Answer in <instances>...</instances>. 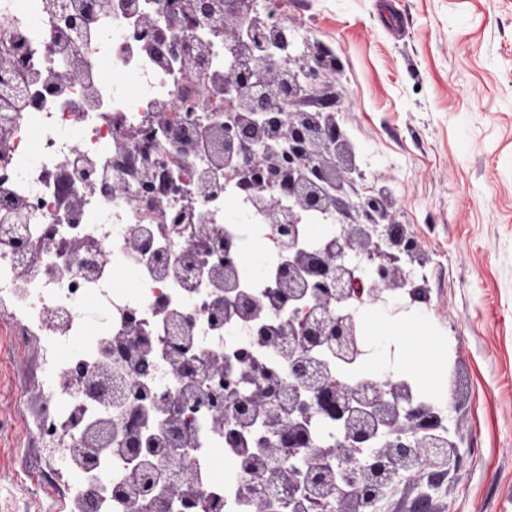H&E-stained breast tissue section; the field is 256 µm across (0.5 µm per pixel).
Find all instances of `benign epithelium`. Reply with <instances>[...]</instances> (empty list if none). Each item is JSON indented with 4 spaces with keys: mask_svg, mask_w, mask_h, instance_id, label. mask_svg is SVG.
Masks as SVG:
<instances>
[{
    "mask_svg": "<svg viewBox=\"0 0 512 512\" xmlns=\"http://www.w3.org/2000/svg\"><path fill=\"white\" fill-rule=\"evenodd\" d=\"M172 22L191 30L201 18L209 22V37L193 42L182 65L196 71L217 45L224 49L225 111L234 121L213 131L223 151L213 157L216 170L232 177L255 215L279 225L277 246L284 261L275 275L274 297L282 308L308 306V317H292L272 325L258 320L261 307L246 300L238 268L224 260V291L216 293L210 316L238 310L242 323L269 346L288 357V382L273 376L245 377L239 390L212 391L211 424L232 434V425L248 424L265 415L279 426L280 440L302 449L294 473L304 476L311 494L332 504L333 512H380V504L404 480H417L428 471L457 463V443L442 419L415 404L414 390L393 372L364 377L356 385L345 382L331 368L351 367L367 359L379 345L363 339L366 308L393 300L409 311L428 302V290L415 279L414 264L421 248L413 233L395 219L392 195L373 185L358 191L364 172L356 163L354 146L339 112L288 106L310 100L316 90L342 72L340 60L321 50L300 49L290 26L270 24L257 9V0H167ZM85 14L69 12L65 0H56L53 30H67L80 40ZM135 36L142 46L165 61L172 50L159 35L153 16L135 20ZM85 50L77 49L67 79L89 67ZM288 203H280L281 197ZM319 215L333 228L314 250L299 247V226ZM22 225H0V234L17 245L20 265L33 254L19 235ZM176 328L163 360L181 376L189 393L204 370L224 372L218 361L204 367L192 353L193 339L181 335L183 318L174 314ZM99 371L89 376L77 371L69 381L110 411L121 406L102 397L97 386L120 378V394L131 398L128 420L134 427L113 435L112 418H101L72 438L67 452L84 460L90 470L112 454L127 459L122 484L108 482L89 496V512L100 503L122 497L124 512H155L164 500L168 512H198L196 502L178 493L193 475L173 468L177 454L157 447L160 429L140 422L145 412L171 422L178 408L167 387H146L144 355L153 350L149 337L138 335L131 320L130 335L107 341ZM321 415L342 432L336 441V465L312 444L311 420ZM359 448L372 452L354 458Z\"/></svg>",
    "mask_w": 512,
    "mask_h": 512,
    "instance_id": "benign-epithelium-1",
    "label": "benign epithelium"
}]
</instances>
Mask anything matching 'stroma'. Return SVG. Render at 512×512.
<instances>
[{
  "label": "stroma",
  "mask_w": 512,
  "mask_h": 512,
  "mask_svg": "<svg viewBox=\"0 0 512 512\" xmlns=\"http://www.w3.org/2000/svg\"><path fill=\"white\" fill-rule=\"evenodd\" d=\"M282 16L343 64L356 161L424 248L413 317L462 458L425 512H512V0H286ZM39 339L0 328V512H64L37 434Z\"/></svg>",
  "instance_id": "obj_1"
}]
</instances>
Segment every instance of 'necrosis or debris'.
<instances>
[{
	"label": "necrosis or debris",
	"mask_w": 512,
	"mask_h": 512,
	"mask_svg": "<svg viewBox=\"0 0 512 512\" xmlns=\"http://www.w3.org/2000/svg\"><path fill=\"white\" fill-rule=\"evenodd\" d=\"M135 20L125 0H113L106 17L88 24V76L60 86L54 80L67 51L65 39L49 40L54 0H0V53L12 51L18 38L29 47L21 83L27 89L22 109L0 116L10 132V147L0 151V225L24 222L23 235L34 245L50 240L64 247L76 242L94 245L93 271H79L64 256L35 255L26 272H19L17 255L0 243V299H8L11 319H21L42 336L52 360L42 369L50 412L41 438L79 434L83 422L95 419L97 404L65 386L64 375L75 368L94 370L105 339L127 333L129 316H136L142 335L160 342L167 334L170 310L186 315L184 330L195 336L203 354L236 361L237 352L250 350L253 360L271 372L287 375L288 361L265 344L247 336L236 315L214 328L204 306L213 291L206 277L187 281L177 272L158 278L156 257L179 268L186 251L195 245L187 224H161L140 193V171L154 170V186L171 208L194 207L204 223L221 229L234 243L236 254H246L253 243L264 247L259 270H241L245 290L255 299H267L279 263L273 239L276 227L249 214L235 180L224 181L222 191L198 199L195 184L209 163V148H200L182 163L170 154L179 138L201 139L205 128L227 120L224 95L215 85L224 75V52L194 73L177 62L160 65L129 30ZM162 103L172 110L166 126L149 137L139 132ZM106 171L124 182L121 195L98 192L85 197L80 211L70 209L82 171ZM151 237L156 255L131 251V235ZM123 269L129 283L118 287L110 272ZM95 306L96 321L82 310ZM189 440L180 462L201 472L203 497L220 498L222 512H248L247 487L253 468L286 471L292 467V448H262L259 440L276 438L269 426L244 432L238 445H229L223 430L213 428L210 415L184 409ZM220 448L229 464L227 476L208 472L205 459Z\"/></svg>",
	"instance_id": "necrosis-or-debris-1"
}]
</instances>
